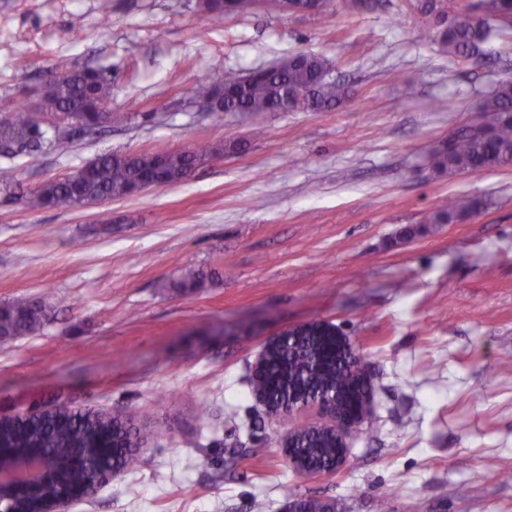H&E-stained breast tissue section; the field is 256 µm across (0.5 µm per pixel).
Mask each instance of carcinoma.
<instances>
[{
	"instance_id": "obj_1",
	"label": "carcinoma",
	"mask_w": 512,
	"mask_h": 512,
	"mask_svg": "<svg viewBox=\"0 0 512 512\" xmlns=\"http://www.w3.org/2000/svg\"><path fill=\"white\" fill-rule=\"evenodd\" d=\"M256 0H212L205 5L215 19L224 15L247 14ZM478 17L463 13L450 23L437 15L430 29L433 40L448 50V55L471 58L480 45L501 22L512 18V0H479ZM331 66L321 57L297 53L284 57L265 72H251L245 77L225 75L221 84L200 83L189 89L192 102L211 103L215 121L224 113L274 112L280 110H320L336 105L345 97L343 87L329 79ZM112 96V78L94 68L72 69L56 65L52 78L43 84L40 109L62 112L68 126L50 139L46 130L27 109L7 110L0 117V149L6 152L35 151L49 143L55 147L74 138L77 124L112 123V113L99 107ZM474 112L480 119L438 144L427 158L430 169L443 173L478 168L500 169L512 166V78L501 80L492 93L485 96ZM239 145L204 144L189 152L146 155H102L91 163L86 175H70L50 181L26 197L28 208L49 206L78 207L101 198L121 199L132 195L141 181L151 179L158 186L183 182L189 168L208 160L224 157L227 149ZM486 206L484 200L461 197L430 210L426 224H448L455 219L475 214ZM203 273L191 270L171 287L185 293L200 285ZM47 319L42 301H20L0 304V341L28 336L40 329ZM365 374L359 360H351L336 352L334 342L320 331L319 322L303 325L298 337L278 344L266 356L260 384L269 386L279 400L288 396L317 397L336 394L344 404L363 405L370 397L371 386L355 382ZM109 433L117 448L113 459L122 471L134 466L137 457L124 444L131 431L120 419H108L90 411H67L48 415L33 422H9L0 428V445L17 452L41 448L54 462L63 480L70 485H83L93 480L94 473L71 464L72 456L95 447ZM296 454L308 464L331 468L336 463L332 437L318 430L304 433L297 440Z\"/></svg>"
}]
</instances>
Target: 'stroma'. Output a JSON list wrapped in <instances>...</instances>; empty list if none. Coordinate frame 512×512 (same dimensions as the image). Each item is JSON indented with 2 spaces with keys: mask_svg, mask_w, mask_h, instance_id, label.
Returning a JSON list of instances; mask_svg holds the SVG:
<instances>
[{
  "mask_svg": "<svg viewBox=\"0 0 512 512\" xmlns=\"http://www.w3.org/2000/svg\"><path fill=\"white\" fill-rule=\"evenodd\" d=\"M425 0H336L335 13L265 0L212 20L199 0H0V110L29 103L58 60L112 76L110 127L66 150L7 155L0 303L41 299L36 333L0 343V417L67 406L145 427L148 448L71 512H512V167L437 175L439 141L512 76V31L473 62L424 25ZM326 59L350 96L319 112L190 104L281 57ZM447 104L438 111L436 101ZM242 148L183 183L80 208L19 197L102 154L203 143ZM460 196L488 206L422 228ZM209 278L184 293L186 269ZM339 329L372 385L367 433L308 478L250 385L274 334Z\"/></svg>",
  "mask_w": 512,
  "mask_h": 512,
  "instance_id": "stroma-1",
  "label": "stroma"
}]
</instances>
